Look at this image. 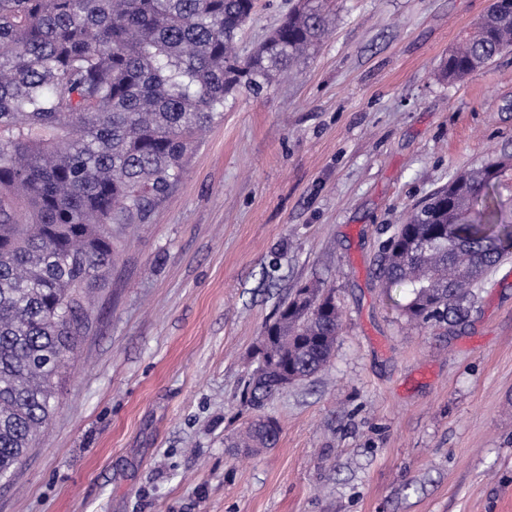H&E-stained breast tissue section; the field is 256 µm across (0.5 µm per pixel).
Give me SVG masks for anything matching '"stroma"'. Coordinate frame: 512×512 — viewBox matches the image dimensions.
<instances>
[{
  "mask_svg": "<svg viewBox=\"0 0 512 512\" xmlns=\"http://www.w3.org/2000/svg\"><path fill=\"white\" fill-rule=\"evenodd\" d=\"M491 0H332L294 74L240 92L114 257L56 408L0 512H512V258L458 326L411 324L383 242L459 171L512 155V52L439 65ZM290 0H256L249 54ZM336 292L327 372L275 394L274 447L229 448L265 322Z\"/></svg>",
  "mask_w": 512,
  "mask_h": 512,
  "instance_id": "stroma-1",
  "label": "stroma"
}]
</instances>
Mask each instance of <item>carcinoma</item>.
<instances>
[{
  "label": "carcinoma",
  "instance_id": "obj_1",
  "mask_svg": "<svg viewBox=\"0 0 512 512\" xmlns=\"http://www.w3.org/2000/svg\"><path fill=\"white\" fill-rule=\"evenodd\" d=\"M254 0H0V478L26 458L50 420L93 290L112 263L106 227L134 224L177 182L203 134L244 89L261 96L293 74L327 34L325 0H297L247 57L236 52ZM494 8L465 36L464 60L443 64L450 83L478 74L512 48V29L484 36ZM483 168L456 210L443 188L409 224H446L451 237L422 251L382 247L377 278L411 321L460 323L476 287L507 253L512 219ZM407 289L403 299L394 297ZM335 292L297 288L265 325L245 393L259 410L333 357ZM279 431L258 415L240 445L273 447Z\"/></svg>",
  "mask_w": 512,
  "mask_h": 512
}]
</instances>
